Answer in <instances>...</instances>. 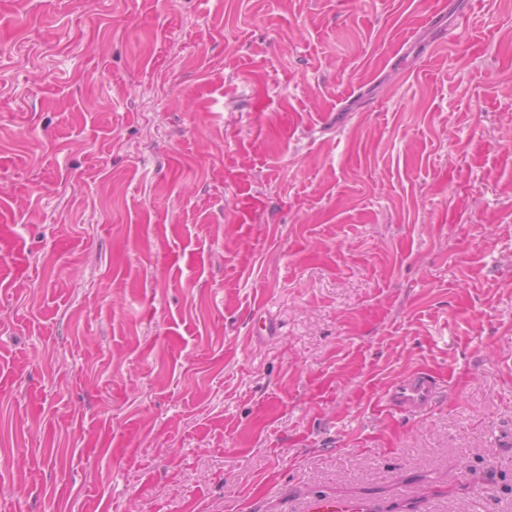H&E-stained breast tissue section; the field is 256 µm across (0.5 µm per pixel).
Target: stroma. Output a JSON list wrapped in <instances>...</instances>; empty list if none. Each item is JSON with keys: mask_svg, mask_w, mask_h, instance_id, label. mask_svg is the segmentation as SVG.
I'll return each instance as SVG.
<instances>
[{"mask_svg": "<svg viewBox=\"0 0 512 512\" xmlns=\"http://www.w3.org/2000/svg\"><path fill=\"white\" fill-rule=\"evenodd\" d=\"M446 2L0 0V512H512V0ZM437 382L425 370L402 376L384 393L385 407L398 414H423L433 405ZM303 512H379L369 499H341L318 496L307 501Z\"/></svg>", "mask_w": 512, "mask_h": 512, "instance_id": "obj_1", "label": "stroma"}]
</instances>
